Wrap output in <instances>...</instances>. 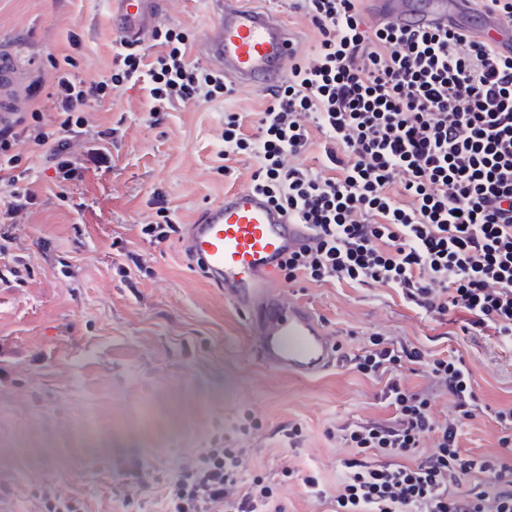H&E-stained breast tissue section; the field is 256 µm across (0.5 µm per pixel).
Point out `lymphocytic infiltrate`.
I'll use <instances>...</instances> for the list:
<instances>
[{
  "instance_id": "lymphocytic-infiltrate-1",
  "label": "lymphocytic infiltrate",
  "mask_w": 512,
  "mask_h": 512,
  "mask_svg": "<svg viewBox=\"0 0 512 512\" xmlns=\"http://www.w3.org/2000/svg\"><path fill=\"white\" fill-rule=\"evenodd\" d=\"M361 0H296L316 30L312 49L294 52L288 79L257 114L224 117V154L259 160L250 186L315 237L281 263L288 281L355 284L400 290L404 301L433 318L462 317V329L512 343V56L493 39H474L453 23L428 30L380 23L370 27ZM162 51L147 60L123 44L107 80L88 83L58 69L51 96L55 129L41 112L0 124V178L11 200L0 223H15L37 193L15 146L34 143L58 179H82L108 162L107 148L86 158L71 139L90 136L84 107L111 87L146 82L160 113L178 104L231 94L223 73L187 57L186 35L158 29ZM325 139L319 166H289L286 156ZM425 367L451 398L454 413L434 416L433 396L407 388L403 363ZM381 381L392 407L389 423L357 422L340 438L356 449L328 494L320 480L303 483L330 512H512V405L493 409L500 453L468 456L460 437L483 405L463 356L433 355L372 334L352 359ZM434 451L420 456L424 438ZM243 451L216 440L175 479L164 481L166 512H284L276 487L245 482Z\"/></svg>"
}]
</instances>
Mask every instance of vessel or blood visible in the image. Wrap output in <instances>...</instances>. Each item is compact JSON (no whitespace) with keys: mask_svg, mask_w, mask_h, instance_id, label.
Masks as SVG:
<instances>
[{"mask_svg":"<svg viewBox=\"0 0 512 512\" xmlns=\"http://www.w3.org/2000/svg\"><path fill=\"white\" fill-rule=\"evenodd\" d=\"M381 21L443 26L462 11L460 0H372ZM113 32L139 42L151 29L162 0H107ZM215 19L201 49L225 78L268 89L283 81L294 48L287 24L239 0H211ZM25 68L13 43H0V124L12 122ZM311 234L248 188L225 192L189 225L186 253L224 297L250 319L251 346L264 364L299 377H314L340 359L321 317L306 304L284 301L275 274L288 253L309 245Z\"/></svg>","mask_w":512,"mask_h":512,"instance_id":"b4317fda","label":"vessel or blood"}]
</instances>
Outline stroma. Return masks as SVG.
<instances>
[{"instance_id":"obj_1","label":"stroma","mask_w":512,"mask_h":512,"mask_svg":"<svg viewBox=\"0 0 512 512\" xmlns=\"http://www.w3.org/2000/svg\"><path fill=\"white\" fill-rule=\"evenodd\" d=\"M290 2L244 0L311 46L312 26ZM212 21L208 0H163L156 25L184 31L190 60L203 65L199 41ZM1 39L29 66L18 111L40 110L49 122L56 64L71 60L80 78L97 81L119 46L106 0H0ZM264 95L238 86L156 121L140 86L112 88L86 108L94 129L112 132V164L81 182L57 181L33 143L17 144L39 195L6 243L21 275L0 279V512H42L46 491L83 500L86 512H162L158 485L118 490L120 472L136 459L179 470L218 422L228 444L246 451V479L282 482L285 512H325L303 477L316 474L335 491L356 455L330 430L392 417L378 385L348 364L304 378L258 361L245 316L188 264L182 241L152 245L139 235L155 198L187 225L225 191L249 185L256 157L233 160L234 176L219 170L224 115L259 111ZM281 291L312 307L343 353H361L375 332L454 351L471 365L483 404L512 403V347L435 321L394 289L286 282ZM294 425L302 437L292 448ZM499 437L480 415L463 427V452H498ZM286 467L292 479H283Z\"/></svg>"}]
</instances>
